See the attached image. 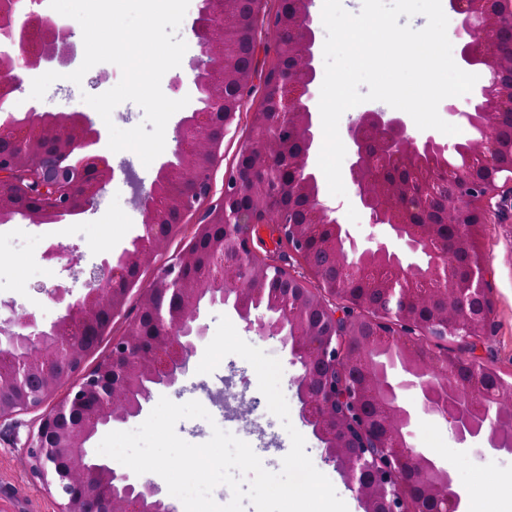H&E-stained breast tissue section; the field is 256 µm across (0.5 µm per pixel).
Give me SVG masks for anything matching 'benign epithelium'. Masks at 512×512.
Returning <instances> with one entry per match:
<instances>
[{
	"mask_svg": "<svg viewBox=\"0 0 512 512\" xmlns=\"http://www.w3.org/2000/svg\"><path fill=\"white\" fill-rule=\"evenodd\" d=\"M17 0H0V107L23 73L42 63L67 65L76 54L73 29ZM313 0H201L191 30L201 55L189 69L201 108L175 128L173 158L150 188L135 193L139 232L116 260L104 259L86 292L65 302L50 325L33 312L0 303V423L34 413L28 463L58 512H173L148 478H132L105 457H87L86 443L110 423L138 418L157 388L177 389L207 339L201 305L232 310L262 337H277L299 366L294 379L300 417L323 446L322 460L356 492L363 512H465V494L451 465L409 441L412 413L400 406L374 354L395 351L415 378L421 412L446 424L456 441L479 454L512 456V383L474 355L448 352L493 333L495 300L476 236L493 200L512 196V0H450L467 35L464 61L490 73L471 110L448 112L479 137L469 162H446L449 146L414 137L404 119L365 109L347 127L349 174L369 223L389 227L407 250L429 257L403 264L388 242L358 248L346 261L339 236L350 235L320 196L311 158L318 129L311 110L318 45ZM275 35L272 62L247 139L224 179V190L196 224L175 262L142 289L126 332L88 369L86 362L124 309L140 270L177 236L196 205L213 196L211 172L224 136L253 88L259 46L254 23ZM105 132L82 112L31 111L0 124V222L22 214L53 224L85 212L104 192L112 166ZM291 198L288 220L271 223ZM298 260L266 262L254 245L262 224ZM221 229L224 250L196 265L197 245ZM198 266L194 272L192 266ZM370 284L351 292V273Z\"/></svg>",
	"mask_w": 512,
	"mask_h": 512,
	"instance_id": "7a95c632",
	"label": "benign epithelium"
}]
</instances>
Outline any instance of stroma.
<instances>
[{
	"instance_id": "1",
	"label": "stroma",
	"mask_w": 512,
	"mask_h": 512,
	"mask_svg": "<svg viewBox=\"0 0 512 512\" xmlns=\"http://www.w3.org/2000/svg\"><path fill=\"white\" fill-rule=\"evenodd\" d=\"M200 0H190L186 15L178 30L179 38L187 44L180 67L169 70L162 78L163 93L172 99L196 98L197 92L189 71L190 61L197 57L201 46L191 31L198 13ZM83 61L75 56L73 62L63 66L64 77L54 82L44 99L29 96L32 80L42 75V68L26 70L24 82L6 103V109L17 115L30 109L41 112H82L94 116V109L82 99L83 94L98 95L115 86L120 69L110 63L92 67L81 83L66 78ZM261 97L260 89H253L245 98L240 114L224 138V158L215 167V191L224 187V173L236 160L245 141L251 115ZM114 176L106 191L95 204L80 217L66 224L35 226L23 218L0 224V302L13 304L17 311H33L43 324H51L61 309L51 296L53 288H68L70 298L80 297L85 288L89 270L98 265L110 252L127 246L139 229L141 216L134 204V186L149 187L154 180L157 165H143L131 151L109 153ZM322 199L337 207L338 219L356 241L369 238L381 239L386 229L368 222L353 196L336 197L322 191ZM67 249L73 260L72 268L49 259L50 249ZM480 254L489 271L488 284L496 300L494 313L495 331L478 345L477 355L498 372L505 380L512 381V199L504 198L496 215L483 225ZM52 268V277H45V268ZM239 335L249 344L261 348L278 358L283 367L282 391L290 408L293 426L300 430L306 441V451L315 467L332 482L338 495L347 505L348 512H362L355 493L350 490L335 468L323 464L322 450L310 429L299 415V404L293 379L298 369L293 366L278 339L263 338L247 329L243 321H236ZM226 391L255 399L256 408L246 417H233L227 421L229 432L244 429L245 442L249 443L264 467L280 471L283 457L291 448L290 437L280 420L272 415L264 395L258 389V379L253 367L236 355L225 357L218 368L209 374L189 372L177 390L167 396L176 403L204 399L206 393ZM30 414L19 416L17 423L0 425V512H57L56 495L47 493L39 480L32 475L27 464V438L33 426ZM410 440L417 447L441 462L454 466L455 477L466 493L468 504L475 512H512V458L508 456H480L462 451L455 442L448 426L425 416L417 415L411 428Z\"/></svg>"
}]
</instances>
